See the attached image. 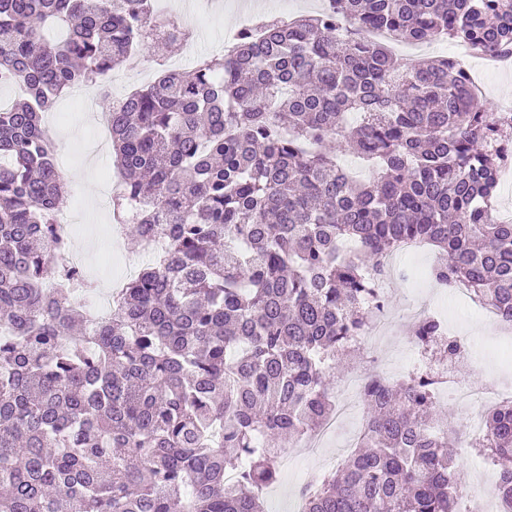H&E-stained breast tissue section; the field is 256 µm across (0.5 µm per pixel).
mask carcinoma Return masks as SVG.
<instances>
[{"mask_svg": "<svg viewBox=\"0 0 512 512\" xmlns=\"http://www.w3.org/2000/svg\"><path fill=\"white\" fill-rule=\"evenodd\" d=\"M154 3L0 0V81L27 86L0 108V512H265L277 441L336 411L381 259L405 242L438 251L435 281L512 320V224L495 217L512 119L456 60L409 67L366 37L512 54V0H325L188 74L160 67L105 119L113 223L140 249L161 226L162 247L109 313L75 303L94 284L55 261L66 182L42 114L105 89L154 40L180 47L189 29L154 22ZM412 337L461 358L437 317ZM363 403L357 447L300 490L303 512H462V446L497 467V512H512V400L464 445L426 370L371 377Z\"/></svg>", "mask_w": 512, "mask_h": 512, "instance_id": "cac0c4a2", "label": "carcinoma"}]
</instances>
